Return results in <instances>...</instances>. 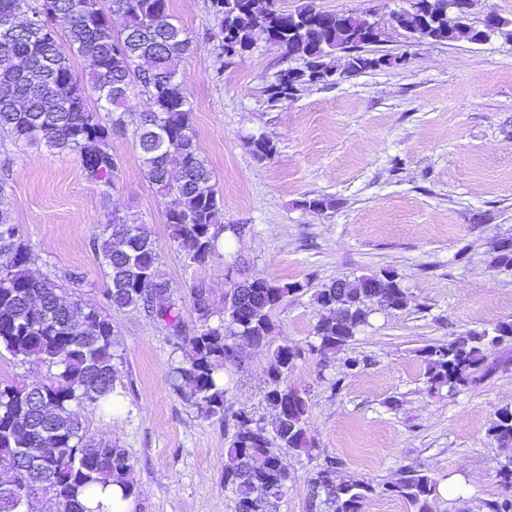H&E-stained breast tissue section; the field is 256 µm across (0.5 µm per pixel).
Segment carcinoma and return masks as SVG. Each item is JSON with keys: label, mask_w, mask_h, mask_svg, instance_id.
<instances>
[{"label": "carcinoma", "mask_w": 512, "mask_h": 512, "mask_svg": "<svg viewBox=\"0 0 512 512\" xmlns=\"http://www.w3.org/2000/svg\"><path fill=\"white\" fill-rule=\"evenodd\" d=\"M171 0H0V130L14 140L43 145L55 153L75 156L85 178L106 189L118 169L111 152L112 136L130 123L126 101L141 88L152 110L134 129L138 160L150 182L164 196L174 197L166 211L170 239L185 260L204 266L221 256L227 232L241 236V227L222 224L223 196L211 183L193 125V105L180 76L183 58L193 48L188 31L175 23ZM457 11L434 5L431 27H420L417 14L406 10L399 26L415 40L450 42L470 24V0H456ZM212 38L233 58L266 42L283 50L303 67L268 87L269 100L288 91L292 81L302 88L335 72L329 59L347 54L345 70L355 75L381 67L389 54L366 56L367 19L353 15L349 24L336 13L317 9L310 0L288 11L278 0H211ZM124 26L116 30L112 17ZM66 29L62 41L60 29ZM90 61L87 76L75 74L71 58ZM99 106L87 104L88 94ZM258 161L272 159L276 144L263 134L246 137ZM177 177H172V172ZM94 245L108 288L105 298L116 310L144 311L182 330L183 316L170 282L158 266L149 227L127 215H113L99 225ZM30 251L19 225L0 208V353L46 367L34 383L0 381V458L15 468L0 483V512H23L40 494L63 503L66 512H101L87 501L95 489L121 486L123 498L135 495L129 480L134 467L130 453L110 441L97 440L82 427L77 410L92 407L108 414L121 393L116 391L114 330L97 309L78 299L65 300L49 279L29 271ZM237 286L224 294L223 316L212 321L209 292L198 282L190 289L199 327L189 340V354L174 368V391L203 417L224 420L228 389L224 367L238 359L239 342L267 344L273 332L272 313L304 290L299 282L251 277L239 272ZM371 283L385 286L388 311L407 306V291L393 274L340 279L314 293L329 315L314 328L316 342L308 351L342 350L368 325L370 308L362 298ZM512 338V322L494 327V335L469 331L441 345L420 350L430 388L450 390L469 383L489 349ZM302 351L288 344L271 353L266 372L265 400L274 411L273 433L244 409L233 413L235 431L224 457V488L236 496L237 512H275L288 489V465L273 447L296 453L313 449L308 437L309 404L287 384ZM502 445L512 444V409L502 408L488 428ZM336 460L328 458L312 479V489L325 495L331 512H362L371 488L361 482H338ZM389 491L414 512H429L436 486L421 472H407Z\"/></svg>", "instance_id": "cac0c4a2"}]
</instances>
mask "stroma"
I'll return each instance as SVG.
<instances>
[{
	"instance_id": "35a3bbf8",
	"label": "stroma",
	"mask_w": 512,
	"mask_h": 512,
	"mask_svg": "<svg viewBox=\"0 0 512 512\" xmlns=\"http://www.w3.org/2000/svg\"><path fill=\"white\" fill-rule=\"evenodd\" d=\"M312 2L371 15L383 36L366 54L398 55L401 64L308 85L274 104L266 89L287 64L281 50L261 42L227 58L210 37V0H172L193 38L181 74L202 155L224 197L220 221L243 227L206 266L188 265L170 241L171 201L146 178L133 134L112 138L120 165L105 190L74 157L14 145L0 131L4 203L34 273L54 281L63 297L95 306L119 340L118 408L109 416L85 408L79 419L89 435L134 458L133 512H236V497L224 488L233 427L200 416L174 392L170 375L197 328L191 286L205 281L221 313L239 259L252 275L304 286L274 311L270 346L240 345L238 362L224 370L228 406L268 426L270 348L304 350L288 384L308 400L315 449H281L293 479L276 512H326L309 480L328 457L337 479L370 486L363 512H412L388 490L406 471L435 482L433 512H486V502L505 494L498 471L512 446L499 445L488 428L499 409L512 408V342L493 349L473 381L452 392L430 388L420 350L512 320V271L493 262L495 243L512 239V38L430 44L391 26V13L407 0ZM252 133L274 141L272 160L249 152L244 138ZM313 197L336 206L303 208ZM110 211L149 225L180 301L181 335L144 312L107 305L92 241ZM73 271L79 280L70 279ZM384 273L407 288L406 308L373 310L343 350L307 352L323 314L315 290ZM350 357L361 358L360 367L346 369ZM448 485L455 494H444Z\"/></svg>"
}]
</instances>
